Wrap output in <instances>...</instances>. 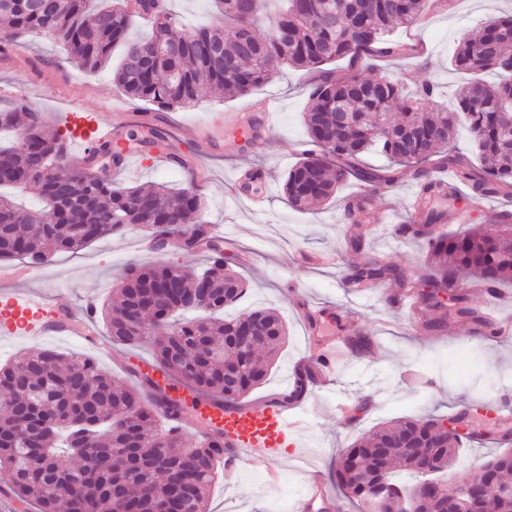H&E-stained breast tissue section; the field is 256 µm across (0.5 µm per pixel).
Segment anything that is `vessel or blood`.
Here are the masks:
<instances>
[{
    "mask_svg": "<svg viewBox=\"0 0 512 512\" xmlns=\"http://www.w3.org/2000/svg\"><path fill=\"white\" fill-rule=\"evenodd\" d=\"M67 127L74 138L106 140L109 132L94 114L80 110L69 113ZM33 273L26 267H0V342L29 337H74L87 347L107 351L91 327V315L79 312L70 294L62 289L44 290L31 285ZM350 349L349 336L322 338L311 348L297 373H310L311 382L295 394L271 395L264 401L238 400L215 405L199 400L197 415L203 422L202 435L223 442L224 464L235 468L278 460L288 440L308 426L302 412L304 402L319 387L333 382L336 365ZM305 492L293 512H334L336 504L326 490L325 474L316 467L304 472Z\"/></svg>",
    "mask_w": 512,
    "mask_h": 512,
    "instance_id": "vessel-or-blood-1",
    "label": "vessel or blood"
}]
</instances>
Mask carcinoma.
<instances>
[{"instance_id": "carcinoma-1", "label": "carcinoma", "mask_w": 512, "mask_h": 512, "mask_svg": "<svg viewBox=\"0 0 512 512\" xmlns=\"http://www.w3.org/2000/svg\"><path fill=\"white\" fill-rule=\"evenodd\" d=\"M272 2L251 0L242 9L237 0H214L225 26L184 30L162 0H112L96 8L90 0H0V22L9 29L8 38L0 39V54L16 52L28 34L42 33L63 48L71 65L87 73L108 63L121 46L123 58L113 82L129 99L160 110L194 106L204 90L245 95L269 83L283 65L315 74L302 115L306 140L299 146L301 158L282 182L288 203L298 210L327 204L351 178L375 192L395 186L400 172L356 164L359 155L377 147L399 164L415 165L412 178L424 223L416 228L402 224L395 234L410 232L429 247L430 272L422 281L368 260L346 271L344 287L393 285L415 297L420 312L436 311L433 320L422 321L431 332L443 330L450 319L487 327L486 316L466 305L467 287L473 284L493 297L498 284L512 280V221L504 219L480 234L438 232L434 224L443 214L430 204L455 196V186L437 176L449 166L457 180L470 185L472 197L512 199V145L505 135L512 121V16L490 19L478 34L461 38L451 65L472 79L461 86L450 110L436 100L433 83L409 94L398 79L362 77L358 64L409 55L412 48L393 39V31L449 7L451 0H345L346 21L337 26L324 17L336 0H285L275 11ZM146 16L153 23L152 36L132 39L131 19ZM263 22L269 34L258 37L254 30ZM282 22L288 23L286 43L278 35ZM174 40L182 49L170 58L164 51ZM341 59L350 70L338 75L330 65ZM487 71L495 72L498 81L487 84L478 78ZM461 126L473 137L482 177H473L468 160L452 153ZM4 132L14 142L0 145V158L12 166L11 174L0 178V261L41 265L129 225L146 229L161 247L170 242L188 252L201 249L205 220L194 228L188 224L201 211L192 188L140 187L112 179V170L121 168L128 155H147L167 145L159 127L117 129L75 161L68 136L16 99L0 109ZM263 183L264 173L251 169L241 187L258 192ZM34 186L44 202L41 210H27L3 192L22 193ZM207 248L211 260L204 268L160 260L127 266L102 307L112 343L150 346L166 385L131 366L139 386L126 387L94 359L52 349L27 350L0 366V478L21 502L33 503L38 512H114L118 507L161 512L165 506L208 512L224 447L201 439L188 465L185 434L161 426L165 418L186 412V403L167 389L177 382L216 403L239 400L265 382L288 329L273 308L222 315L245 294L246 283L224 268L219 242L211 240ZM148 286L158 304L144 310L141 327L132 329L130 317ZM200 288L209 293V308L200 319L188 318L184 313L194 310L190 299ZM449 290L446 302L443 294ZM246 326L262 331V338L254 348L235 352L231 339ZM32 384L48 387L50 394L28 405L23 396ZM454 421L464 432H448L443 419L433 416L402 417L372 427L336 459V485L360 512H366L380 478L390 497L415 494L418 512H445L448 493L442 477H455L451 466L463 441L495 437L512 442V429L478 407L463 408ZM399 472L413 475L415 482L394 483ZM173 474L185 475V485L169 483ZM471 483L512 485V451L489 456Z\"/></svg>"}]
</instances>
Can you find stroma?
I'll list each match as a JSON object with an SVG mask.
<instances>
[{"instance_id": "35a3bbf8", "label": "stroma", "mask_w": 512, "mask_h": 512, "mask_svg": "<svg viewBox=\"0 0 512 512\" xmlns=\"http://www.w3.org/2000/svg\"><path fill=\"white\" fill-rule=\"evenodd\" d=\"M510 14L512 0H454L451 9L432 11L410 28L395 31V38L420 41L427 52L392 59L386 70L412 87L427 80L436 83L441 100L455 105V90L464 76L451 67L450 59L462 35L477 32L491 18ZM308 81L304 72L284 67L270 83L249 94L224 99L206 95L194 107L161 112L153 105L128 101L113 83L111 69L93 75L79 71L63 60L53 40L41 34H30L23 49L0 59V107L22 96L59 129L65 125L66 113L77 109L97 114L109 128L148 122L165 130L171 151L190 158V166L182 168L156 150L147 158L132 154L120 179L136 185L156 182L194 188L209 224L236 240L226 261L247 284L237 312L260 305L282 311L288 342L252 399L286 390L291 366L307 353V337L290 304V290H299L317 305L354 312L361 329L372 338V351L348 354L338 364L335 384L311 400L306 412L309 428L296 436L292 453L276 464L279 481L268 482L261 466L220 471L209 497V512L289 510L303 493L305 467L329 470L341 448L378 423L426 415L448 418L467 405L495 409L512 404V337L479 342L465 323H453L443 334L429 335L413 323V309L399 301L389 285L361 294L343 287V273L368 257L417 278L427 273L423 244L410 236L383 233L363 251L353 250L346 234L351 220L344 214V204L356 193L357 181L347 183L333 202L318 209L302 211L289 205L281 179L299 159L294 144L305 138L301 114L308 100ZM267 98L276 107L273 123L262 126L253 141L244 142L234 133V116ZM199 126L208 127V142L192 140L191 133ZM251 168L265 174L267 202L262 212L253 211L239 189L243 173ZM414 191V180L404 178L397 187L374 194L367 210L384 212L392 226L409 223ZM449 207L462 210L464 217L443 224L446 232L482 231L498 223L503 212L512 213V202L497 195L472 198L462 183ZM141 234L140 228L132 226L79 252L55 254L35 268L32 284L68 289L75 306L81 308L89 299L103 305L130 263L163 259L204 267L197 253L170 248L138 251L136 240ZM45 348L94 355L121 382L128 379L127 367L152 360L144 348L114 345L109 352L93 354L72 339L34 337L0 344V365L17 352ZM342 401L352 406L348 414L336 409Z\"/></svg>"}]
</instances>
